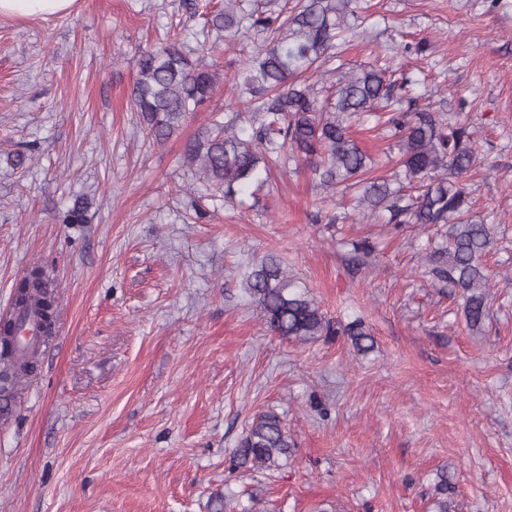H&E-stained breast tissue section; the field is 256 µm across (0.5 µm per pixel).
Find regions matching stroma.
<instances>
[{"instance_id":"stroma-1","label":"stroma","mask_w":512,"mask_h":512,"mask_svg":"<svg viewBox=\"0 0 512 512\" xmlns=\"http://www.w3.org/2000/svg\"><path fill=\"white\" fill-rule=\"evenodd\" d=\"M341 62L392 53L403 109L466 108L495 168L471 179L497 225L482 331L424 275L420 226L345 222L289 163L244 205L202 199L182 157L228 120L255 39L205 56L204 0H78L0 18V313L41 265L57 287L34 375L0 408V512H429L446 470L455 512H512V0H369ZM182 30L220 75L207 111L153 144L131 104L140 49ZM426 51H417V44ZM90 223L64 224L75 199ZM379 249L350 262L362 240ZM277 252L335 325L375 337L271 335L240 272ZM277 414L273 470L229 467L244 428ZM343 335L349 336L352 345L358 354H367L373 350L375 339L371 331L366 328L364 321L357 317L342 329Z\"/></svg>"}]
</instances>
